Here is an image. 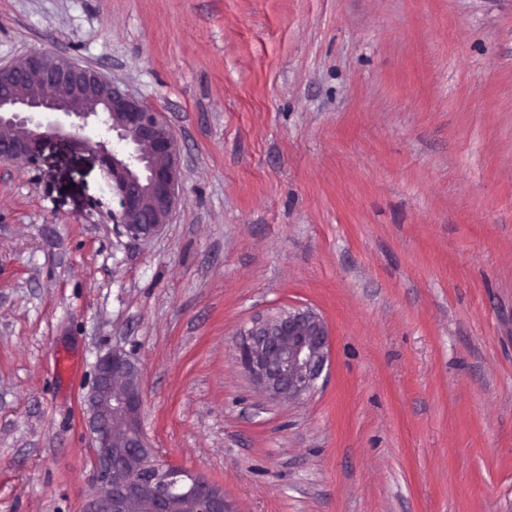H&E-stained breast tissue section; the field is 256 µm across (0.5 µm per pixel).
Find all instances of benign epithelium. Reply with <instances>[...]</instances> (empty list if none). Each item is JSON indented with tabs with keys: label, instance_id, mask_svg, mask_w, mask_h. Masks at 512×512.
<instances>
[{
	"label": "benign epithelium",
	"instance_id": "1",
	"mask_svg": "<svg viewBox=\"0 0 512 512\" xmlns=\"http://www.w3.org/2000/svg\"><path fill=\"white\" fill-rule=\"evenodd\" d=\"M60 112L82 121L103 118L126 144L115 154L106 142H89L58 123L43 125L32 115ZM67 140L96 154L112 179L119 213L107 219L131 239L155 236L167 224L181 185L180 147L161 113L91 67L66 57L30 52L0 66V161L36 170L47 144ZM326 322L311 308H293L254 322L238 346L243 373L275 400H300L309 393L328 361ZM144 404L141 372L130 356L113 349L96 363L93 384L84 398L90 438V484L86 512H130L143 490H150L152 512H171L179 500L191 512H224L223 488L198 474L183 485L169 480L157 462L138 472L124 460L135 448H147L141 418ZM124 428L116 434L112 417Z\"/></svg>",
	"mask_w": 512,
	"mask_h": 512
}]
</instances>
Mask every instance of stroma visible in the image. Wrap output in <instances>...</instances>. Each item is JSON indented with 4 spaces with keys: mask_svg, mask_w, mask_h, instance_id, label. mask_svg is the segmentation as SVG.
I'll return each instance as SVG.
<instances>
[{
    "mask_svg": "<svg viewBox=\"0 0 512 512\" xmlns=\"http://www.w3.org/2000/svg\"><path fill=\"white\" fill-rule=\"evenodd\" d=\"M34 50L162 112L182 190L135 241L91 152L0 163V512H85L115 348L227 512H512V0H0ZM294 307L331 353L288 403L236 346Z\"/></svg>",
    "mask_w": 512,
    "mask_h": 512,
    "instance_id": "35a3bbf8",
    "label": "stroma"
}]
</instances>
